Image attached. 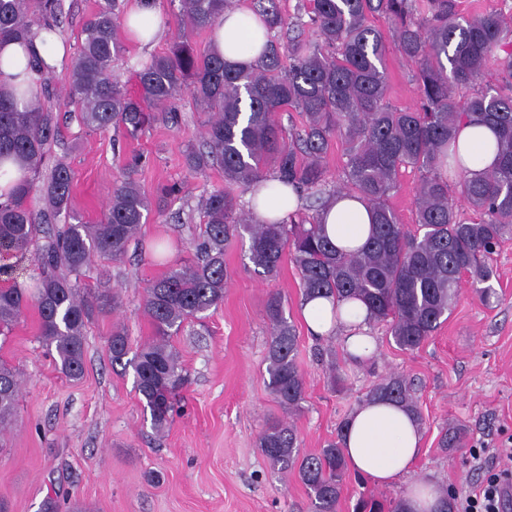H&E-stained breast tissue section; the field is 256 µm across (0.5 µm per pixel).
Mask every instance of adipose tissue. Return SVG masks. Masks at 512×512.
Listing matches in <instances>:
<instances>
[{"label":"adipose tissue","mask_w":512,"mask_h":512,"mask_svg":"<svg viewBox=\"0 0 512 512\" xmlns=\"http://www.w3.org/2000/svg\"><path fill=\"white\" fill-rule=\"evenodd\" d=\"M126 33L140 46L154 45L163 34L160 11L155 0H134L123 19ZM210 46L229 63H252L259 59L267 39L262 20L253 10L239 7L220 15L212 24ZM43 60L56 69L66 58L61 37L40 32L32 46L18 42L0 43V89L12 91L17 81H25L31 91L39 89V75L31 70V58ZM457 142L466 168L479 173L493 165L496 137L491 127L469 122L459 126ZM254 222L285 220L301 200L293 190L283 189L272 177H265L248 194ZM329 240L340 248H357L369 237L370 219L364 202L345 195L331 197L322 210ZM301 314L310 333L316 336L340 334L357 354L372 350L368 334V310L357 300L334 303L315 297L303 301ZM345 459L350 469L378 484L395 482L409 474L421 454L417 421L402 407L375 400L357 407L343 431Z\"/></svg>","instance_id":"obj_1"}]
</instances>
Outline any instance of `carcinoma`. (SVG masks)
I'll return each mask as SVG.
<instances>
[{
	"mask_svg": "<svg viewBox=\"0 0 512 512\" xmlns=\"http://www.w3.org/2000/svg\"><path fill=\"white\" fill-rule=\"evenodd\" d=\"M182 26L168 53L154 56L137 72L132 95L112 77V61L122 51L116 33L118 0H103L83 27L84 39L72 63L67 99L82 123L105 131L124 127L135 133L153 119L152 110L169 108L184 93L208 119L202 148H189L185 165L198 173L219 167L224 186L199 201L205 218L192 258L174 261L145 289L143 308L155 339L143 345L131 365L138 393L155 428L172 420L185 377L168 339L224 301V251L234 240H248L247 258L266 280L277 277L284 256L297 271L302 298L361 300L369 321L386 322L397 346L419 348L448 319L463 278L476 285L489 304L496 270L492 255L512 231V17L501 13L459 15L456 0H304L298 13L308 17L311 39L279 40L294 26L279 0H253V11L270 33L260 60L231 66L215 52L197 51L192 39L232 0H178ZM60 0H0V41L25 45L41 31H53ZM384 19L401 55L415 68L419 105L399 109L387 101V39L372 18ZM496 85L463 99L462 85L480 79L488 66ZM295 110L305 116L302 131L285 135L276 115ZM464 121L490 126L497 137L494 165L468 174L456 144ZM57 132L53 111L28 91L0 92V163L12 160L23 171L14 193L0 201V254L27 272L5 271L0 279V335H8L29 305L37 308L39 338L55 348L63 373H83L85 333L95 309H115L118 295L84 296L80 277L94 257L123 258L140 232L152 202L130 176L112 186L104 217L85 224L71 211L73 175L58 161L50 177L36 176L47 145ZM345 144L342 184L329 188L323 158L333 142ZM422 174L414 197L416 229L403 224L388 204L401 168ZM273 175L309 202L311 215L287 222L257 224L239 208V197L259 179ZM459 185L477 215L461 216L449 194ZM345 193L362 199L373 212L367 243L355 251L332 245L321 223L328 198ZM61 223L45 229L32 200ZM34 267H26L29 255ZM268 387L292 412L305 400L304 374L295 357L296 329L288 321L282 296L269 294ZM108 349L113 363L129 352L124 329L113 327ZM19 379L0 363V429L16 412ZM391 400L419 416L410 387L401 376L375 385L366 400ZM342 431L318 453L302 456L293 426L275 422L260 448L280 473L291 470L309 490L315 512H336L342 495L345 460ZM441 448L468 447L464 429L447 430ZM384 504L361 494L355 512H382Z\"/></svg>",
	"mask_w": 512,
	"mask_h": 512,
	"instance_id": "cac0c4a2",
	"label": "carcinoma"
}]
</instances>
